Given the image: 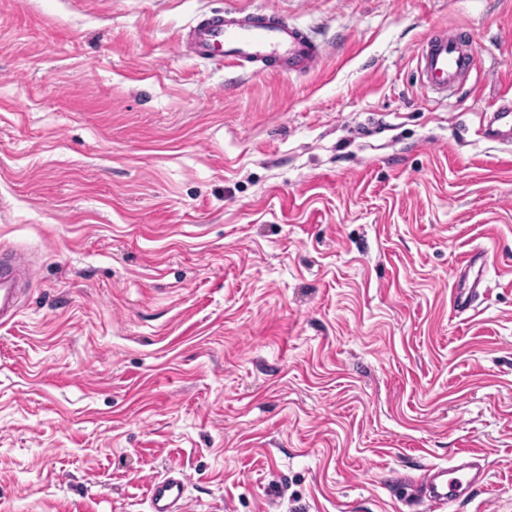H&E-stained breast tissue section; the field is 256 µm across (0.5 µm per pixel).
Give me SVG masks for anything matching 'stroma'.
<instances>
[{
    "mask_svg": "<svg viewBox=\"0 0 512 512\" xmlns=\"http://www.w3.org/2000/svg\"><path fill=\"white\" fill-rule=\"evenodd\" d=\"M224 7L327 50L255 75L179 53ZM482 68L439 100L418 47ZM512 0H0V251L35 273L0 325V512H427L459 450L512 512ZM494 255L450 307L459 260ZM490 119L482 126L483 136L500 145L512 146V96L500 97L489 112ZM485 128V129H483ZM488 264L486 254L476 249L469 253L463 264L459 267L461 272H471L469 277L460 280L452 295V307L458 314L474 309L475 301L483 292L484 272ZM186 475L180 470H172L166 477L154 479L149 484V512L191 511L185 500Z\"/></svg>",
    "mask_w": 512,
    "mask_h": 512,
    "instance_id": "stroma-1",
    "label": "stroma"
}]
</instances>
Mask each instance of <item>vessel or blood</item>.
<instances>
[{"mask_svg":"<svg viewBox=\"0 0 512 512\" xmlns=\"http://www.w3.org/2000/svg\"><path fill=\"white\" fill-rule=\"evenodd\" d=\"M182 55L208 61L221 56L224 63L250 67L252 72L292 71L306 73L320 67L326 56L324 44L311 32L291 23L280 14L234 9L212 11L190 26L180 42ZM421 84L439 96L455 92L474 68L470 45L457 33L440 30L423 42L418 50ZM485 138L512 146V96L500 97L492 106L484 129ZM486 254L473 250L460 267L465 277L452 295L457 313L473 310L482 293ZM34 266L23 252L0 255V324L17 314L22 284L31 279ZM487 477L480 456L462 452L448 466H431L419 476L429 490L433 512L441 505L478 492ZM186 475L179 470L152 480L148 488L149 512H189L185 499Z\"/></svg>","mask_w":512,"mask_h":512,"instance_id":"obj_1","label":"vessel or blood"}]
</instances>
